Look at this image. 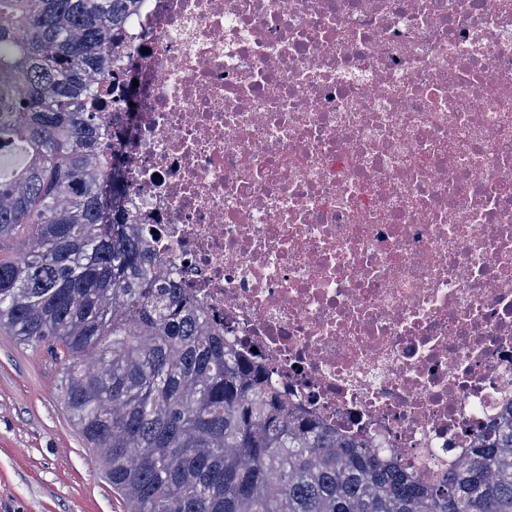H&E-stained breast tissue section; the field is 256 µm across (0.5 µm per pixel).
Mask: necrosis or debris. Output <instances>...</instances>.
I'll use <instances>...</instances> for the list:
<instances>
[{
  "mask_svg": "<svg viewBox=\"0 0 512 512\" xmlns=\"http://www.w3.org/2000/svg\"><path fill=\"white\" fill-rule=\"evenodd\" d=\"M111 42L126 221L289 407L422 484L512 413V0H140Z\"/></svg>",
  "mask_w": 512,
  "mask_h": 512,
  "instance_id": "obj_1",
  "label": "necrosis or debris"
}]
</instances>
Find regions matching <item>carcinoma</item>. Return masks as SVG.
<instances>
[{
  "label": "carcinoma",
  "instance_id": "carcinoma-1",
  "mask_svg": "<svg viewBox=\"0 0 512 512\" xmlns=\"http://www.w3.org/2000/svg\"><path fill=\"white\" fill-rule=\"evenodd\" d=\"M139 0H0V329L56 342L61 390L125 512H512V415L421 485L288 410L119 214L98 164L106 30Z\"/></svg>",
  "mask_w": 512,
  "mask_h": 512
}]
</instances>
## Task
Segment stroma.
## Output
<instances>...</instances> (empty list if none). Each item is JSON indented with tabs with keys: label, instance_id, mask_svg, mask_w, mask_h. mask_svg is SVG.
I'll return each instance as SVG.
<instances>
[{
	"label": "stroma",
	"instance_id": "obj_1",
	"mask_svg": "<svg viewBox=\"0 0 512 512\" xmlns=\"http://www.w3.org/2000/svg\"><path fill=\"white\" fill-rule=\"evenodd\" d=\"M69 363L0 331V512H123L58 390Z\"/></svg>",
	"mask_w": 512,
	"mask_h": 512
}]
</instances>
